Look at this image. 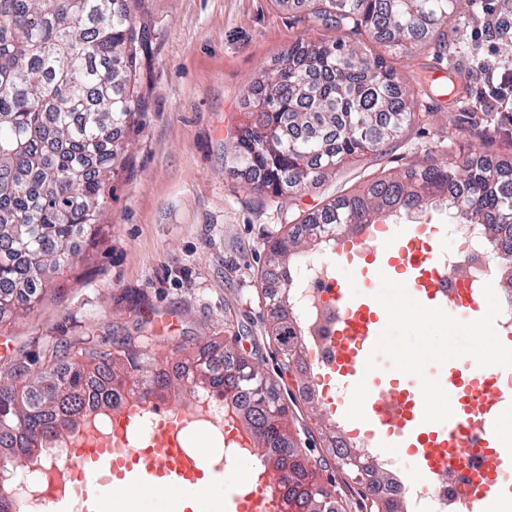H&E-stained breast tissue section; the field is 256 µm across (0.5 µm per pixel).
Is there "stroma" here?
<instances>
[{
	"label": "stroma",
	"mask_w": 512,
	"mask_h": 512,
	"mask_svg": "<svg viewBox=\"0 0 512 512\" xmlns=\"http://www.w3.org/2000/svg\"><path fill=\"white\" fill-rule=\"evenodd\" d=\"M511 8L512 0H459L442 29L444 45L390 55L427 121L274 203L251 188L248 173L225 166L224 150L253 119L248 93L260 74L297 40L335 41V29L277 0H144L150 41L138 81L139 126L122 135L128 157L110 178L101 230L91 240L77 236L79 259L55 275L33 310L0 322V373L17 361L46 366L83 336L111 348L129 336H155L151 355L162 366L215 341L277 380L296 433L317 430L312 409L321 400L309 393L316 377L297 367L281 373L282 352L268 335L267 243L295 217L427 156L476 152L512 163V115L480 109L470 96L488 65L512 68L505 36L487 24L490 12ZM448 75L456 94L432 86ZM306 451L326 459L322 481L344 512H360L355 479L323 442L307 441Z\"/></svg>",
	"instance_id": "obj_1"
}]
</instances>
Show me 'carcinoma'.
Segmentation results:
<instances>
[{"instance_id":"1","label":"carcinoma","mask_w":512,"mask_h":512,"mask_svg":"<svg viewBox=\"0 0 512 512\" xmlns=\"http://www.w3.org/2000/svg\"><path fill=\"white\" fill-rule=\"evenodd\" d=\"M140 0H0V318L23 297L40 300L52 275L77 256L76 232L97 233L108 177L127 145L113 134L129 130L139 113L136 83L149 39ZM311 13L336 31L366 34L389 51L409 53L448 22L458 0H307ZM255 119L238 130L225 161L254 176L274 199L324 182L336 169L424 122L426 113L381 54L343 40H301L278 67L258 78ZM442 203L464 224H489L496 239L512 241V164H491L472 153L438 164L414 163L380 178L360 194L341 195L299 227L268 245L266 261L286 271L311 242L345 235L392 211ZM275 299L271 335L283 346L282 368L294 363L296 337L288 295ZM141 336L102 350L92 336L76 342L70 360L35 372L14 364L0 381V456L17 461L43 450L41 440L81 419L88 390L101 380L156 395L172 387L153 358L139 352ZM201 364L180 385L218 387L224 399L255 400L241 419L265 462L285 471L287 502L300 512H336L331 495L310 496L304 478L321 464L297 446L289 407L275 381L255 363L208 342L185 358ZM25 379L16 386L13 379ZM261 385L277 411L266 427Z\"/></svg>"}]
</instances>
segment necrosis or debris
Returning a JSON list of instances; mask_svg holds the SVG:
<instances>
[{
    "label": "necrosis or debris",
    "mask_w": 512,
    "mask_h": 512,
    "mask_svg": "<svg viewBox=\"0 0 512 512\" xmlns=\"http://www.w3.org/2000/svg\"><path fill=\"white\" fill-rule=\"evenodd\" d=\"M449 231L453 237L452 250L442 255L445 286L455 290L460 280L474 284L486 282L501 261L506 250L503 243L495 241L483 224H453ZM288 296L296 316V329L302 333L304 350L300 355L302 368L324 372L333 361L330 333L336 327V318L329 314L330 275L328 265L313 256L298 257L287 272ZM135 395L129 391H117L111 405H104L98 392H90L84 402L82 423L85 430L106 435L112 430V409L133 405ZM239 407L225 402L222 394L212 388L187 391L182 400L170 396L155 397L153 410L143 416V431L134 433L132 444H140L147 438V430L167 421L170 414L182 417L186 436L205 438L224 446L225 458L244 454L246 432L238 431ZM237 429L235 439L225 440V429ZM79 442L75 433L65 432L47 441L42 455L30 459L20 467L0 475V487L12 489L20 503L28 506L42 504L56 489L59 478L54 470L58 460L75 455ZM341 456L358 458L369 473H386V482L369 485L371 497H386L403 503L407 512H462L466 488V468L454 470L447 477L427 487L414 488L409 479L403 478L396 469V456L384 448L368 447L360 438L343 439L338 443Z\"/></svg>",
    "instance_id": "obj_1"
}]
</instances>
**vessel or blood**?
Masks as SVG:
<instances>
[{"instance_id": "b4317fda", "label": "vessel or blood", "mask_w": 512, "mask_h": 512, "mask_svg": "<svg viewBox=\"0 0 512 512\" xmlns=\"http://www.w3.org/2000/svg\"><path fill=\"white\" fill-rule=\"evenodd\" d=\"M432 233L428 225L419 224L409 238L385 237L367 253L338 251L331 280L338 319L329 370L350 386L366 382L363 436L370 447L388 448L407 458L406 473L418 484L463 466L470 444H477L483 462L469 472L465 507L466 512H485L500 490V477L512 472V440L500 438L504 401L512 399V385L501 386L499 367L475 365L467 376L441 378L453 415L439 423L424 421L420 387L400 384L379 370H365L387 323L384 308L374 298L381 277L402 278L413 298L459 320L472 321L486 312L482 289L446 290L439 261L441 248L432 245ZM140 416L136 408L121 411L111 443L78 449L68 463L91 512H113L118 490L145 486L182 495L194 502L196 512H210L211 501L224 494V483L205 481L207 460L187 454L173 432L160 433L147 448L122 447L126 428ZM254 478L251 471L238 476L233 504L239 512H276V501L263 487L254 485Z\"/></svg>"}]
</instances>
